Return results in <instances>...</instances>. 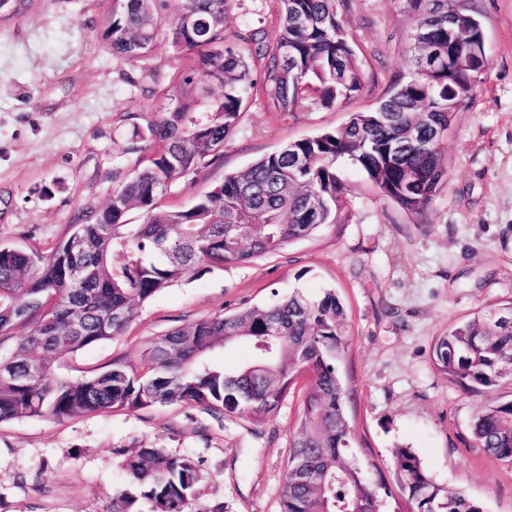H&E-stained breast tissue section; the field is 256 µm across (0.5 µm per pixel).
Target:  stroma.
Returning a JSON list of instances; mask_svg holds the SVG:
<instances>
[{
	"mask_svg": "<svg viewBox=\"0 0 512 512\" xmlns=\"http://www.w3.org/2000/svg\"><path fill=\"white\" fill-rule=\"evenodd\" d=\"M116 0H16L0 11V242L50 250L66 227L105 204L138 166L134 127L163 111L182 60L166 34L145 57L113 54L105 31ZM475 13L488 65L444 144L448 174L424 215L386 197L356 166L336 170L348 194L335 223L247 264L199 266L138 304L123 336L60 355L61 374L91 376L120 359L138 367L156 338L204 317L333 288L347 311L338 371L355 453L392 476L394 450L413 449L440 486L485 512H512V465L475 444L480 406L512 400V382L477 396L431 363L438 336L488 304L512 302V0H455ZM232 30L274 32L281 0H225ZM344 17L364 90L331 108L288 114L254 95L220 156L173 182L163 209L190 206L225 176L288 142L338 129L373 110L412 72L416 17L405 0H349ZM300 389L271 419L155 405L58 421L0 422V512H104L127 488L123 455L160 447L199 460L187 512H279Z\"/></svg>",
	"mask_w": 512,
	"mask_h": 512,
	"instance_id": "35a3bbf8",
	"label": "stroma"
}]
</instances>
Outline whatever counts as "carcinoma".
Instances as JSON below:
<instances>
[{
	"instance_id": "obj_1",
	"label": "carcinoma",
	"mask_w": 512,
	"mask_h": 512,
	"mask_svg": "<svg viewBox=\"0 0 512 512\" xmlns=\"http://www.w3.org/2000/svg\"><path fill=\"white\" fill-rule=\"evenodd\" d=\"M273 37L238 32L247 47L228 44L224 0H175L166 32L179 72L164 111L134 128L128 148L137 169L108 203L68 226L47 253L0 243V422L48 416L71 419L156 404H184L211 414L241 413L263 421L306 376L308 385L289 443L288 479L280 512H383L392 485L376 464L351 452L349 390L338 373L348 353L347 314L336 291L299 290L277 302L244 307L190 323L159 338L143 369L114 360L102 373L72 379L55 359L124 334L135 306L200 264L249 263L283 250L335 222L347 188L336 161L360 167L379 190L422 214L447 177V158L434 131L472 91L468 68L428 74L438 49L487 65L478 19L457 13L458 40L448 41V0H406L422 36L412 38L413 70L395 81L369 112H355L341 129L288 143L245 171L231 174L195 203L162 210L175 180L196 172L224 150L247 100L261 93L276 112L331 108L365 88V74L343 19L346 0H281ZM169 0H124L105 36L128 60L146 56L158 34V11ZM191 15L186 21L184 14ZM260 77H254V65ZM137 210L142 222L127 214ZM81 249L70 250L72 239ZM28 327L17 339V325ZM245 341L249 362L212 361L220 346ZM436 370L465 392H489L512 381V304L487 308L433 345ZM40 366L32 379L28 368ZM471 436L493 459L512 464V401L482 406ZM130 488L112 493L106 512H185L198 482V462L163 448L142 447L123 460ZM395 486L409 512H484L463 491L447 490L427 474L410 448L395 451Z\"/></svg>"
}]
</instances>
